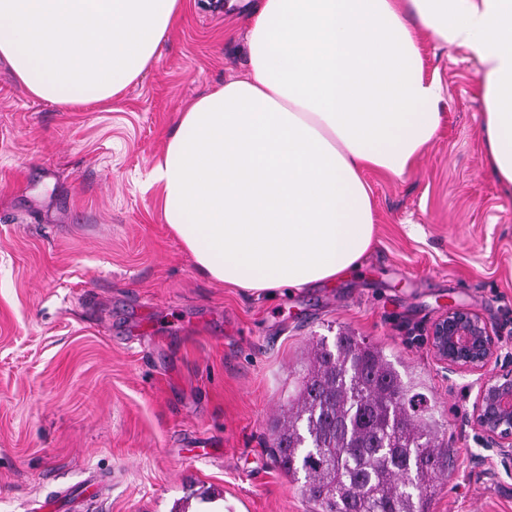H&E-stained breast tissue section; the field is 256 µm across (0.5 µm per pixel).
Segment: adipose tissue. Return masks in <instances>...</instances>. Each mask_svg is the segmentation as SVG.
<instances>
[{
    "label": "adipose tissue",
    "instance_id": "1",
    "mask_svg": "<svg viewBox=\"0 0 512 512\" xmlns=\"http://www.w3.org/2000/svg\"><path fill=\"white\" fill-rule=\"evenodd\" d=\"M182 0H0V60L34 97L106 104L152 65ZM249 73L181 112L148 175L208 279L255 293L355 271L365 173L405 175L441 122L424 38L480 65L491 174L512 191V0H250Z\"/></svg>",
    "mask_w": 512,
    "mask_h": 512
}]
</instances>
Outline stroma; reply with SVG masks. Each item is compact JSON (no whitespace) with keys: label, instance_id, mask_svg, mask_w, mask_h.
Returning a JSON list of instances; mask_svg holds the SVG:
<instances>
[{"label":"stroma","instance_id":"35a3bbf8","mask_svg":"<svg viewBox=\"0 0 512 512\" xmlns=\"http://www.w3.org/2000/svg\"><path fill=\"white\" fill-rule=\"evenodd\" d=\"M243 0H184L108 105L32 97L0 62V512H310L270 453L301 366L348 331L415 376L455 456L427 512H512L470 418L481 375L428 342L472 310L512 365V193L486 166L480 66L427 41L439 129L399 178L367 173L359 272L266 297L200 275L148 173L180 112L245 76Z\"/></svg>","mask_w":512,"mask_h":512}]
</instances>
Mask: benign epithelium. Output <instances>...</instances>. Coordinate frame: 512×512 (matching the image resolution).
I'll return each mask as SVG.
<instances>
[{"mask_svg": "<svg viewBox=\"0 0 512 512\" xmlns=\"http://www.w3.org/2000/svg\"><path fill=\"white\" fill-rule=\"evenodd\" d=\"M429 345L444 367L482 374L496 361L498 346L488 324L476 313L448 307L429 331ZM471 419L487 447L512 461V370H501L479 386Z\"/></svg>", "mask_w": 512, "mask_h": 512, "instance_id": "obj_1", "label": "benign epithelium"}]
</instances>
